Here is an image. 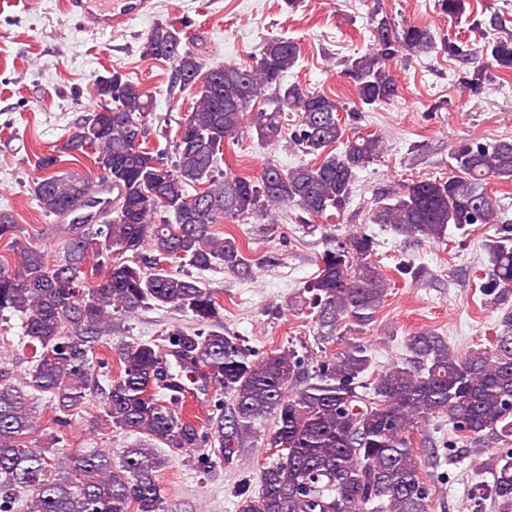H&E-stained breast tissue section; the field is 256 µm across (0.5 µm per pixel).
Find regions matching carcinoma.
<instances>
[{"label": "carcinoma", "mask_w": 512, "mask_h": 512, "mask_svg": "<svg viewBox=\"0 0 512 512\" xmlns=\"http://www.w3.org/2000/svg\"><path fill=\"white\" fill-rule=\"evenodd\" d=\"M451 19L467 15V0H438ZM373 47L340 61L360 101L380 105L399 94L389 66L403 50L446 55L469 67L467 88L493 71L512 73V35L470 44L439 38L430 28L396 27L387 13L370 16ZM145 58L169 61L174 86L196 89L193 105L178 122L172 158L150 142L143 119L154 111L138 85L112 73L97 78L98 110L75 123L63 142L38 157L46 174L30 195L46 215L61 221L65 257L50 264L13 215L0 210V242L15 257L0 262V318H20L22 350L31 351L21 383L0 371V512H162L163 489L152 448H125L117 456L98 448L58 455L28 446L30 403L45 397L63 413L85 399L91 383L100 391L106 425L144 434L171 451L192 448L201 460L234 461L254 423L274 419L266 434L275 457L258 472L259 490L238 492V512H431L436 487L427 482L438 456L416 448L412 433L432 419L448 423L450 442L480 454L512 438V224L499 223L494 180H512V140H460L451 147L454 172L445 179L409 183L379 201L370 222L397 236L440 242L448 228L497 225L485 244L487 268L480 288L505 307L488 345L458 354L433 330L408 336L407 355L365 380L373 364L369 346L347 343L301 376L293 349L262 358L218 331L224 305L190 272L222 268L241 279L253 276L252 260L233 236L212 227L226 219L257 218L274 224L293 207L298 221L339 216L353 196L358 173L379 158L376 133L345 135L344 102L284 82L300 58L299 44L282 37L263 42L253 64L205 67L174 23L153 26L140 45ZM270 108L247 119L256 99ZM297 114L293 129L286 112ZM251 130L265 144L288 147L317 159L282 169L267 164L257 177L216 174L224 143ZM81 155L99 178L112 183L114 199L96 210V237L86 233L84 210L98 204L94 181L58 171L64 157ZM194 192H189L188 188ZM376 242L367 233L332 237L304 292L318 335L330 339L344 327L367 325L385 301L390 282L371 260ZM132 254L131 266L112 261ZM93 259L92 266L87 260ZM107 266L105 277H90ZM188 314L194 327L168 329L160 341L125 343L112 376L109 362L94 358L113 314L143 307ZM188 372L231 401L202 427L176 409ZM493 474L471 487L476 506L512 512V451L481 462Z\"/></svg>", "instance_id": "obj_1"}]
</instances>
